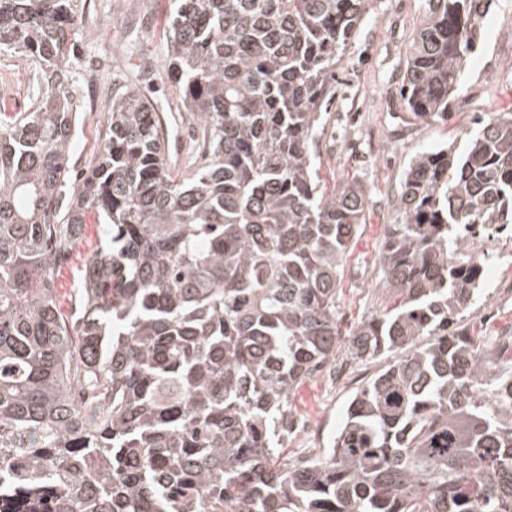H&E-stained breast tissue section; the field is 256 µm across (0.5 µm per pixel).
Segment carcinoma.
<instances>
[{"mask_svg":"<svg viewBox=\"0 0 512 512\" xmlns=\"http://www.w3.org/2000/svg\"><path fill=\"white\" fill-rule=\"evenodd\" d=\"M164 70L200 126L194 169L169 162L157 107L112 95L97 162L72 191L85 0H0V54L33 97L0 105V468L48 477L50 512H512V335L462 321L485 268L458 258L478 224L512 225V114L465 149L415 153L387 225L398 296L344 339L340 268L368 207L322 190L312 147L336 65L369 0H172ZM493 0H427L399 96L446 122ZM77 319L54 270L88 220ZM391 362L351 397L323 455L280 456L291 394L330 364ZM478 473L481 480L471 481ZM32 69L25 58L18 55H0V96L6 99L10 111L27 108L32 94Z\"/></svg>","mask_w":512,"mask_h":512,"instance_id":"1","label":"carcinoma"}]
</instances>
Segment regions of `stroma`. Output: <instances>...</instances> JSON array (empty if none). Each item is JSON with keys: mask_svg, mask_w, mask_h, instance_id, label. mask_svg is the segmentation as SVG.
Instances as JSON below:
<instances>
[{"mask_svg": "<svg viewBox=\"0 0 512 512\" xmlns=\"http://www.w3.org/2000/svg\"><path fill=\"white\" fill-rule=\"evenodd\" d=\"M171 0H87L90 29L81 51L94 86L84 92L71 154L75 171L91 166L101 147L114 89L135 85L148 91L173 134L172 151L186 150L178 138L188 118L179 112L168 85L147 82L148 69L160 68L166 53L163 26ZM427 10L426 0H369V9L336 68V96L316 144V162L325 191L356 180L369 194V207L340 273L337 322L348 336L395 296L380 287V253L388 224L398 216V192L410 158L442 144L463 150L464 130L475 115L512 112V0H494L483 22L482 42L463 70V93L448 122L408 126L399 119L396 88L406 53ZM32 69L25 58L0 55V98L11 111L27 108ZM104 245L103 227L85 225L68 246L55 272L54 286L63 313L76 308L86 262ZM472 332L496 336L512 331V252L496 256L486 274V292L467 316ZM383 365L382 360L351 362L338 349L333 368L299 387L291 397L293 427L283 440L289 459L321 455L330 447L350 395Z\"/></svg>", "mask_w": 512, "mask_h": 512, "instance_id": "stroma-1", "label": "stroma"}]
</instances>
